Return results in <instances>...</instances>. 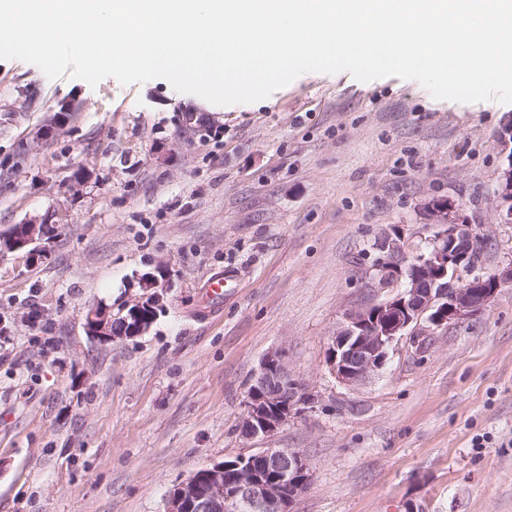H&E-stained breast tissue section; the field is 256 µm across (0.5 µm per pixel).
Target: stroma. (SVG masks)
Instances as JSON below:
<instances>
[{
  "instance_id": "35a3bbf8",
  "label": "stroma",
  "mask_w": 512,
  "mask_h": 512,
  "mask_svg": "<svg viewBox=\"0 0 512 512\" xmlns=\"http://www.w3.org/2000/svg\"><path fill=\"white\" fill-rule=\"evenodd\" d=\"M511 115L347 71L216 105L0 59V232L52 226L45 258L0 259V512H164L206 464L271 446L306 453L297 512H512V287L398 340L362 385L327 366L345 309L376 300L374 243L430 236L429 199L481 226L483 272L512 261ZM159 265L150 330L90 339L87 310L120 312ZM275 350L315 404L248 440L247 391ZM498 196L501 200L500 220L502 223H512V154L508 155V165L499 175Z\"/></svg>"
}]
</instances>
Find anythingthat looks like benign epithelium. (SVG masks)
<instances>
[{
  "label": "benign epithelium",
  "mask_w": 512,
  "mask_h": 512,
  "mask_svg": "<svg viewBox=\"0 0 512 512\" xmlns=\"http://www.w3.org/2000/svg\"><path fill=\"white\" fill-rule=\"evenodd\" d=\"M500 220L512 223V154L499 175ZM425 209L432 235L409 248L398 229L375 244L376 256L366 272L367 287L380 296L368 305L349 308L333 333L327 365L348 387L363 384L384 365L392 345L404 336H429L459 325L482 310L501 288L512 286V263L486 276L477 272L475 226L452 202L432 199ZM45 224H17L0 233V257L25 250L29 261L46 252ZM154 292L126 307L122 337L134 338L153 323L151 312L164 303L168 285L152 276L142 282ZM109 308L88 309L84 329L92 339H114ZM308 386L295 378L274 351L263 359L246 395L240 433L246 439L270 437L314 407ZM311 474L301 448H263L236 461L213 462L176 484L165 512H296Z\"/></svg>",
  "instance_id": "obj_1"
}]
</instances>
